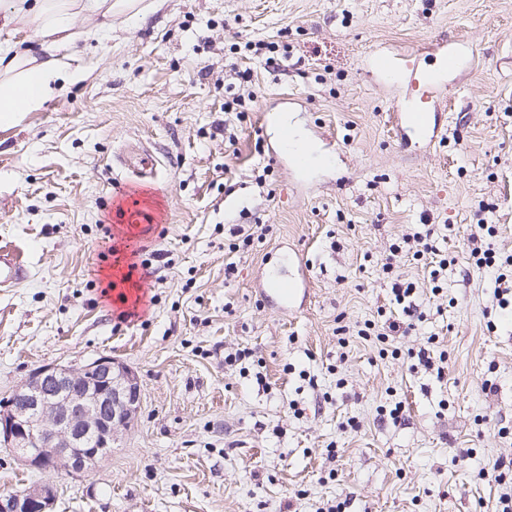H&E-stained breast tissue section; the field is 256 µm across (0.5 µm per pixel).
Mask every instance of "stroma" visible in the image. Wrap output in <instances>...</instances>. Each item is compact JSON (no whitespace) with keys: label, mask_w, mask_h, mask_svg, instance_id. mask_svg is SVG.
Returning a JSON list of instances; mask_svg holds the SVG:
<instances>
[{"label":"stroma","mask_w":512,"mask_h":512,"mask_svg":"<svg viewBox=\"0 0 512 512\" xmlns=\"http://www.w3.org/2000/svg\"><path fill=\"white\" fill-rule=\"evenodd\" d=\"M138 7L140 21L113 15L108 36L65 48L86 80L0 129V245L28 267L0 288V400L39 366L101 356L141 385L134 425L92 475H54V512H500L512 484L479 473L512 459V312L496 269L465 257L482 222L512 254V0ZM250 40L288 53L287 71L231 53ZM443 40L469 47L445 77L444 127L433 146L403 145L390 114L412 90L380 86L372 59L434 69ZM236 69L261 92L229 119ZM290 98L309 139L333 140L335 165L302 175L279 151L261 113ZM134 184L164 208L144 245L162 262L151 291L111 222ZM256 222L268 233L229 251L232 225ZM429 225L456 258L436 297L424 261L390 253ZM289 253L310 289L291 314L259 291ZM388 262L424 318L383 356L358 331L394 309ZM432 336L440 373L406 355Z\"/></svg>","instance_id":"1"}]
</instances>
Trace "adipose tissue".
<instances>
[{"label": "adipose tissue", "instance_id": "adipose-tissue-1", "mask_svg": "<svg viewBox=\"0 0 512 512\" xmlns=\"http://www.w3.org/2000/svg\"><path fill=\"white\" fill-rule=\"evenodd\" d=\"M135 0H10L0 14V23L31 21L47 60L32 57L16 42H0V128L19 123L29 112L42 109L46 101L60 95L86 73L70 67L60 55L71 41L100 38L112 29L115 11L133 10ZM81 16L97 17L96 25L76 29Z\"/></svg>", "mask_w": 512, "mask_h": 512}]
</instances>
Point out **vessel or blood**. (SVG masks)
I'll return each instance as SVG.
<instances>
[{"instance_id":"obj_1","label":"vessel or blood","mask_w":512,"mask_h":512,"mask_svg":"<svg viewBox=\"0 0 512 512\" xmlns=\"http://www.w3.org/2000/svg\"><path fill=\"white\" fill-rule=\"evenodd\" d=\"M374 69L379 77L389 81L409 79L412 87L420 91V103L415 108L396 109L395 125L399 132L413 131L416 137L425 144H432L438 138L441 130L440 113L430 111L429 102L434 93L440 92L441 83L429 73H420L419 77H408L407 65L404 60L394 57L377 56ZM280 148L290 158L295 170L305 172L314 162L329 165L334 163L336 155L333 150L325 149L314 152L307 148H296L291 132H284ZM117 222L129 227L140 241L149 240L159 222L157 211L148 204L138 203L115 212ZM293 255H285L282 265L269 268L261 284V291L267 298L272 299L278 308L287 313L296 312L303 304L306 296V279L298 276L291 278L285 275L284 269L296 265ZM26 266L18 260L15 253L9 249H0V288H12L20 285L27 277Z\"/></svg>"}]
</instances>
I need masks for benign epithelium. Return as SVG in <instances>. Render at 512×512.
<instances>
[{
  "mask_svg": "<svg viewBox=\"0 0 512 512\" xmlns=\"http://www.w3.org/2000/svg\"><path fill=\"white\" fill-rule=\"evenodd\" d=\"M137 374L102 356L80 367L47 364L32 371L0 403V443L24 466L53 475H86L112 452L140 409ZM45 480L0 496V512H52Z\"/></svg>",
  "mask_w": 512,
  "mask_h": 512,
  "instance_id": "1",
  "label": "benign epithelium"
}]
</instances>
